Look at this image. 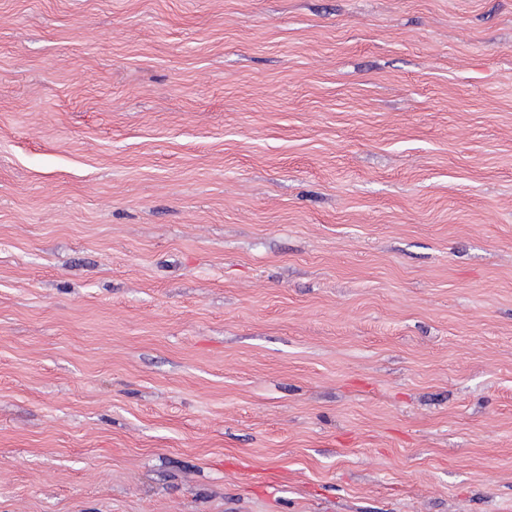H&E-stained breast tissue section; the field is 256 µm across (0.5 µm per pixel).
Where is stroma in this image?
Wrapping results in <instances>:
<instances>
[{"mask_svg": "<svg viewBox=\"0 0 512 512\" xmlns=\"http://www.w3.org/2000/svg\"><path fill=\"white\" fill-rule=\"evenodd\" d=\"M0 512H512V0H0Z\"/></svg>", "mask_w": 512, "mask_h": 512, "instance_id": "stroma-1", "label": "stroma"}]
</instances>
